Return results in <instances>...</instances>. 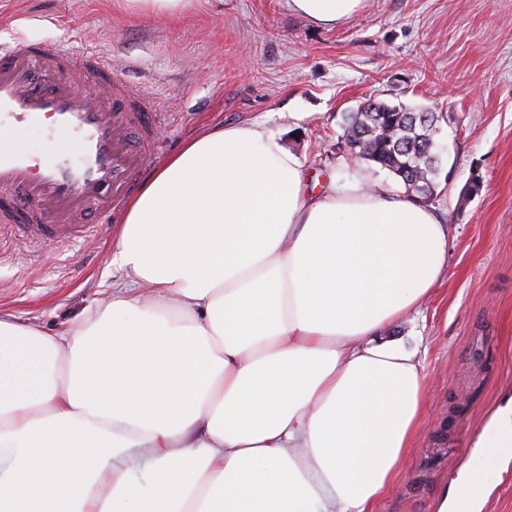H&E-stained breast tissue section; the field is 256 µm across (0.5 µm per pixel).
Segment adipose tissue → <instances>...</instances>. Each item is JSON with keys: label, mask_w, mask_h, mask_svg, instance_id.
Masks as SVG:
<instances>
[{"label": "adipose tissue", "mask_w": 512, "mask_h": 512, "mask_svg": "<svg viewBox=\"0 0 512 512\" xmlns=\"http://www.w3.org/2000/svg\"><path fill=\"white\" fill-rule=\"evenodd\" d=\"M362 2L288 6L333 27ZM306 180L262 125L203 130L130 202L109 302L56 334L0 310V512H375L428 394L417 351L376 336L424 305L450 227ZM473 445L439 512H474L512 455V397Z\"/></svg>", "instance_id": "obj_1"}]
</instances>
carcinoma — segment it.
I'll return each instance as SVG.
<instances>
[{
    "label": "carcinoma",
    "instance_id": "carcinoma-1",
    "mask_svg": "<svg viewBox=\"0 0 512 512\" xmlns=\"http://www.w3.org/2000/svg\"><path fill=\"white\" fill-rule=\"evenodd\" d=\"M437 122L433 112L370 97L357 111L346 113L341 138L399 178L405 192L425 194L434 190L440 170L433 141Z\"/></svg>",
    "mask_w": 512,
    "mask_h": 512
}]
</instances>
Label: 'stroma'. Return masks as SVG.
<instances>
[{"label":"stroma","instance_id":"stroma-1","mask_svg":"<svg viewBox=\"0 0 512 512\" xmlns=\"http://www.w3.org/2000/svg\"><path fill=\"white\" fill-rule=\"evenodd\" d=\"M82 45L148 96L153 163L201 129L258 123L317 190L364 178L403 194L379 166L337 148L342 117L368 98L439 119L443 173L430 207L451 227L447 270L417 314L378 334L417 349L431 381L417 441L376 512H437L469 443L512 389V0H363L333 29L288 0H190L179 14L122 0H0V42ZM117 222L86 241L0 240V308L49 333L95 311L122 272Z\"/></svg>","mask_w":512,"mask_h":512}]
</instances>
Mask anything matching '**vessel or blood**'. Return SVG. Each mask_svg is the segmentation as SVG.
Returning <instances> with one entry per match:
<instances>
[{"instance_id": "obj_1", "label": "vessel or blood", "mask_w": 512, "mask_h": 512, "mask_svg": "<svg viewBox=\"0 0 512 512\" xmlns=\"http://www.w3.org/2000/svg\"><path fill=\"white\" fill-rule=\"evenodd\" d=\"M92 82L111 110L79 103L76 87ZM109 57L18 42L0 48V134L21 140L42 118L74 141L80 168L31 164L24 149L0 150V235L17 234L44 245L90 237L89 214L117 217L151 161L127 135L132 119L152 132L148 113L132 114Z\"/></svg>"}]
</instances>
